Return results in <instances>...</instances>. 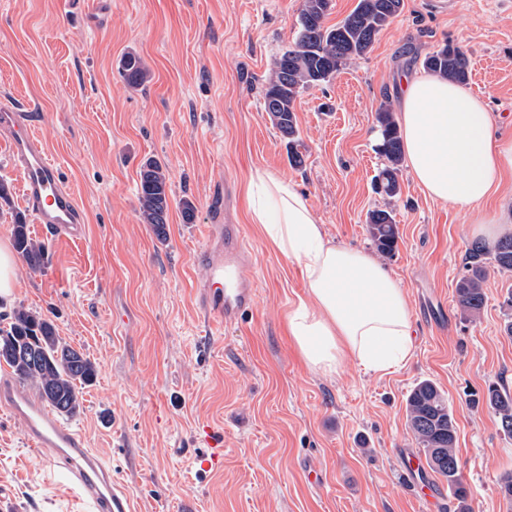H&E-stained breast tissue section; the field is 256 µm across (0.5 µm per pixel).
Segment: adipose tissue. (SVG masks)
<instances>
[{"label": "adipose tissue", "instance_id": "ef3b65f1", "mask_svg": "<svg viewBox=\"0 0 512 512\" xmlns=\"http://www.w3.org/2000/svg\"><path fill=\"white\" fill-rule=\"evenodd\" d=\"M399 121L408 171L433 200L473 207L512 169V143L495 136L485 102L463 85L439 76L404 80ZM248 195L252 223L300 265L306 297L288 314V334L305 365L333 376L349 358L372 374L404 363L411 314L390 272L365 251L336 243L288 179L253 168Z\"/></svg>", "mask_w": 512, "mask_h": 512}]
</instances>
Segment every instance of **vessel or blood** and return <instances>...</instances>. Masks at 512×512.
<instances>
[{
  "label": "vessel or blood",
  "mask_w": 512,
  "mask_h": 512,
  "mask_svg": "<svg viewBox=\"0 0 512 512\" xmlns=\"http://www.w3.org/2000/svg\"><path fill=\"white\" fill-rule=\"evenodd\" d=\"M0 135L7 140L21 175L22 197L36 223L63 236H79L83 210L34 130L32 111L0 108ZM204 238L199 259L207 269V279L199 289V307L208 317L236 322L256 304L255 282L246 273L251 251L237 224L205 225ZM0 409L23 421L31 445L65 472L93 512H139L133 496L117 485L111 467L89 448L83 435L63 424L25 389L0 383Z\"/></svg>",
  "instance_id": "1"
}]
</instances>
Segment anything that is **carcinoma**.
Returning a JSON list of instances; mask_svg holds the SVG:
<instances>
[{
    "mask_svg": "<svg viewBox=\"0 0 512 512\" xmlns=\"http://www.w3.org/2000/svg\"><path fill=\"white\" fill-rule=\"evenodd\" d=\"M330 0H304L293 46L276 61L264 89V110L288 142V160L302 164L297 146L300 140L294 103L306 87L323 84L348 60L367 54L380 32L397 16L403 0H358L339 24L328 26L325 19ZM423 67L451 81L468 78L469 61L458 46L444 44L425 55ZM128 87L138 88L147 78L141 58L129 53L121 60ZM376 121L381 131L380 152L387 164L376 176L378 189L389 197L400 193L399 173L402 146L397 122L387 108H380ZM139 215L152 226L158 238H166L169 216V175L162 165L147 159L141 166L138 188ZM367 230L382 256L397 249L399 228L393 212L368 213ZM14 244L34 267L44 261L45 247L33 240L23 217L15 218ZM512 273V234L494 244L475 241L466 254L465 273L456 283L458 305L463 315L476 318L486 304L484 283L489 268ZM0 362L10 366L23 380L35 385L40 397L56 412L74 416L80 410V389L96 379V365L83 352L62 342L52 322L26 310L14 311L8 324L0 328ZM504 435L512 437V392L497 385L488 387L484 397ZM409 429L424 454L429 469L448 485L454 512H472V492L457 457L456 423L445 393L432 381L418 382L406 399Z\"/></svg>",
    "mask_w": 512,
    "mask_h": 512,
    "instance_id": "obj_1",
    "label": "carcinoma"
}]
</instances>
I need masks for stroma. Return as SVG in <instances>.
Returning <instances> with one entry per match:
<instances>
[{"mask_svg":"<svg viewBox=\"0 0 512 512\" xmlns=\"http://www.w3.org/2000/svg\"><path fill=\"white\" fill-rule=\"evenodd\" d=\"M303 0H0V105L34 103L36 127L86 211L85 234L29 224L46 248L22 264L0 320L23 308L97 366L68 424L145 505L144 512H415L401 452L417 451L406 397L428 379L447 395L473 512H512L498 482L512 473V438L479 399L512 389L504 295L512 275L489 271L486 305L462 315L455 292L473 224L512 232V180L475 210L429 198L409 172L377 193L381 106L397 108L403 75L451 42L512 139V0H403L365 56L303 89L295 108L302 167L263 106L272 64L292 45ZM139 55L147 79L127 87L120 61ZM155 159L170 178L166 239L139 216V171ZM265 167L296 183L337 243L374 252L366 216L393 211L395 254L383 264L404 289L414 344L385 374L346 361L326 377L307 368L285 317L306 291L295 260L273 251L249 216L246 176ZM0 240L25 214L20 174L0 139ZM195 207L184 221L183 201ZM232 216L254 252V309L213 323L196 306L207 272L200 227ZM224 438V462L201 469L199 424ZM0 512H90L64 473L0 411Z\"/></svg>","mask_w":512,"mask_h":512,"instance_id":"1","label":"stroma"}]
</instances>
